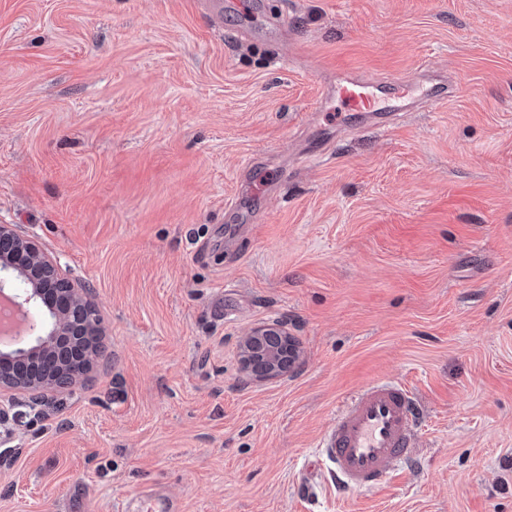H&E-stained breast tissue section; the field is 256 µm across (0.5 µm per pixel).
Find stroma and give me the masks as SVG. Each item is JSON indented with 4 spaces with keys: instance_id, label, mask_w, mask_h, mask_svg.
<instances>
[{
    "instance_id": "1",
    "label": "stroma",
    "mask_w": 512,
    "mask_h": 512,
    "mask_svg": "<svg viewBox=\"0 0 512 512\" xmlns=\"http://www.w3.org/2000/svg\"><path fill=\"white\" fill-rule=\"evenodd\" d=\"M250 2L0 0V224L105 349L0 393V512H512V0ZM343 69L411 97L348 111ZM267 323L300 357L259 382ZM384 377L414 458L338 492L319 441ZM240 347L242 365L254 380L281 376L297 358L294 343L277 324L256 326L241 339ZM137 509L141 512H179L180 504L166 495L161 489L150 487L137 500Z\"/></svg>"
}]
</instances>
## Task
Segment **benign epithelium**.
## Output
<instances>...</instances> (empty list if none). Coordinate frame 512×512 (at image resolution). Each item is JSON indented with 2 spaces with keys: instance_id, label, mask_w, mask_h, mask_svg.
Returning a JSON list of instances; mask_svg holds the SVG:
<instances>
[{
  "instance_id": "1",
  "label": "benign epithelium",
  "mask_w": 512,
  "mask_h": 512,
  "mask_svg": "<svg viewBox=\"0 0 512 512\" xmlns=\"http://www.w3.org/2000/svg\"><path fill=\"white\" fill-rule=\"evenodd\" d=\"M0 294L17 310L44 309L35 332L0 346V390L31 393L68 390L80 383L100 358V321L94 304L61 277L57 265L12 224H0ZM89 347L80 361L70 358L76 337ZM42 353L52 357L55 374L37 379L21 375L12 353ZM297 350L288 333L276 324L259 325L241 339L242 365L254 380L281 376L295 362Z\"/></svg>"
}]
</instances>
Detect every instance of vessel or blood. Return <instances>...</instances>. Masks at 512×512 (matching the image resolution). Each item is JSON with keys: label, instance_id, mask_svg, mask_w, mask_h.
<instances>
[{"label": "vessel or blood", "instance_id": "1", "mask_svg": "<svg viewBox=\"0 0 512 512\" xmlns=\"http://www.w3.org/2000/svg\"><path fill=\"white\" fill-rule=\"evenodd\" d=\"M382 86L354 75H338L328 96L355 112H374ZM419 408L405 384H367L338 411L324 439V450L344 489L369 492L384 484L390 468L413 455ZM139 512H180L179 503L152 487L137 501Z\"/></svg>", "mask_w": 512, "mask_h": 512}]
</instances>
